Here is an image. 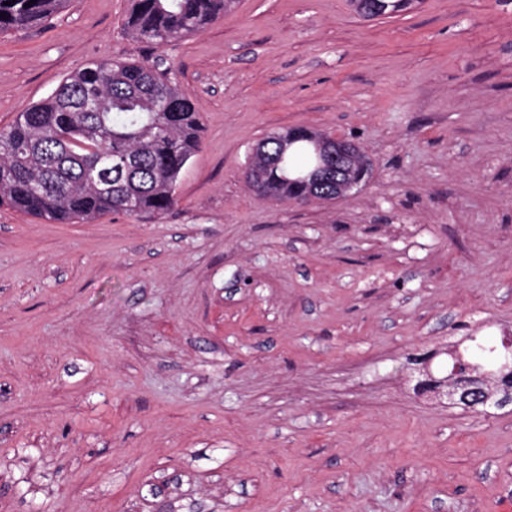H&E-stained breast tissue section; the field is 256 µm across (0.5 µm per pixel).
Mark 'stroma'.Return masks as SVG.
<instances>
[{
  "mask_svg": "<svg viewBox=\"0 0 512 512\" xmlns=\"http://www.w3.org/2000/svg\"><path fill=\"white\" fill-rule=\"evenodd\" d=\"M128 9L0 35V129L113 57L203 123L162 216L0 207V512H512V405L414 388L512 338V0H239L160 48ZM296 126L367 181L255 194L252 148ZM369 168V162L354 141L342 138L326 140V160L311 174L308 183L313 193L339 200L361 185L362 173Z\"/></svg>",
  "mask_w": 512,
  "mask_h": 512,
  "instance_id": "stroma-1",
  "label": "stroma"
}]
</instances>
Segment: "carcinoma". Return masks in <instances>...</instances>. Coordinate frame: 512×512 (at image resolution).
Listing matches in <instances>:
<instances>
[{
	"label": "carcinoma",
	"mask_w": 512,
	"mask_h": 512,
	"mask_svg": "<svg viewBox=\"0 0 512 512\" xmlns=\"http://www.w3.org/2000/svg\"><path fill=\"white\" fill-rule=\"evenodd\" d=\"M393 17L413 0H380ZM67 0H0V34L47 21ZM237 0H130L125 20L136 40L160 48L193 34ZM190 94L160 64L114 58L64 79L39 104L0 130V205L56 223L105 213L162 216L177 202L182 171L201 144ZM297 129L267 135L252 152L251 187L278 201L305 199L317 164L311 137ZM449 371L512 367V341L478 342L450 354Z\"/></svg>",
	"instance_id": "obj_1"
}]
</instances>
